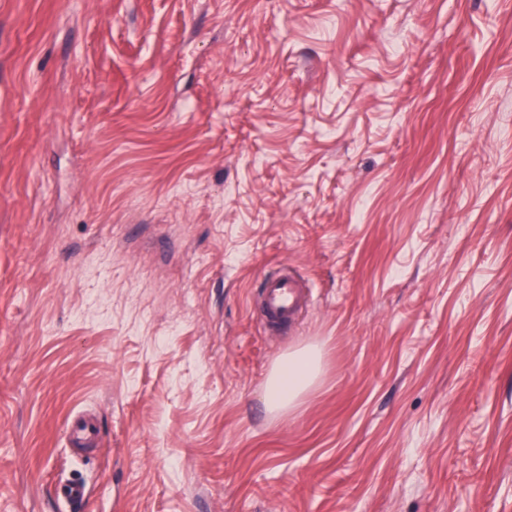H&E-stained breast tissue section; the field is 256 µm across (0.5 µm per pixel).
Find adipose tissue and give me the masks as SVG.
Returning a JSON list of instances; mask_svg holds the SVG:
<instances>
[{"label": "adipose tissue", "mask_w": 512, "mask_h": 512, "mask_svg": "<svg viewBox=\"0 0 512 512\" xmlns=\"http://www.w3.org/2000/svg\"><path fill=\"white\" fill-rule=\"evenodd\" d=\"M319 370V356L311 349L284 359L274 368L267 381V408L273 412L288 410L300 392L314 381Z\"/></svg>", "instance_id": "1"}]
</instances>
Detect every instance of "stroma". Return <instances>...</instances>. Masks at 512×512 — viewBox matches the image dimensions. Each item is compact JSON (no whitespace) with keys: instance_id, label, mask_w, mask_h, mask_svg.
Returning a JSON list of instances; mask_svg holds the SVG:
<instances>
[{"instance_id":"1","label":"stroma","mask_w":512,"mask_h":512,"mask_svg":"<svg viewBox=\"0 0 512 512\" xmlns=\"http://www.w3.org/2000/svg\"><path fill=\"white\" fill-rule=\"evenodd\" d=\"M286 265L312 303L271 337ZM66 478L79 512H512V0H0V512ZM319 370V356L312 349H304L284 359L274 368L267 381V408L273 412L288 410L300 392L314 381Z\"/></svg>"}]
</instances>
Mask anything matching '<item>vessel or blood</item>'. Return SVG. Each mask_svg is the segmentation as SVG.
Wrapping results in <instances>:
<instances>
[{"mask_svg":"<svg viewBox=\"0 0 512 512\" xmlns=\"http://www.w3.org/2000/svg\"><path fill=\"white\" fill-rule=\"evenodd\" d=\"M309 293L302 278L295 273L266 275L255 315L270 330L288 326L306 307Z\"/></svg>","mask_w":512,"mask_h":512,"instance_id":"b4317fda","label":"vessel or blood"}]
</instances>
